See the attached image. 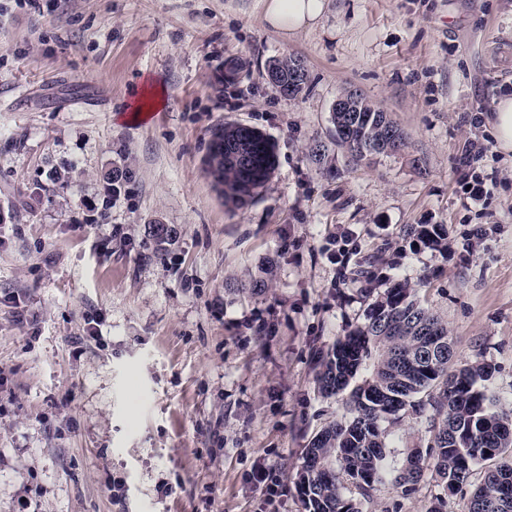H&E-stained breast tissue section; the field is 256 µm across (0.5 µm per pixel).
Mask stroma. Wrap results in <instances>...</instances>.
<instances>
[{
  "label": "stroma",
  "mask_w": 512,
  "mask_h": 512,
  "mask_svg": "<svg viewBox=\"0 0 512 512\" xmlns=\"http://www.w3.org/2000/svg\"><path fill=\"white\" fill-rule=\"evenodd\" d=\"M39 3L0 0V512L26 494L35 512H303L302 451L346 414L316 355L397 283L447 323L449 370L491 364L512 413V154L486 121L512 95V0H327L288 38L265 0ZM289 53L309 71L294 97L266 79ZM350 90L398 125L400 151L358 161L337 143ZM224 123L276 147L239 205L206 165ZM471 141L487 148L477 200ZM419 224L443 225L441 246L406 236ZM429 426L402 414L392 455L426 448ZM483 478L447 496L428 471L362 510L444 495L467 512ZM251 134L255 141H257V142L260 141L259 147L264 148L266 150L267 154H272V152H273L272 160H267V162H266L263 157H260L258 159V162L265 164V166L263 169L260 168L259 171H257V173H256L258 176H261V180L258 182H253L255 191L249 195L250 199H253L256 195H258L260 189L264 188L265 185L271 179L274 169H275L276 155H275V148L273 151V144L263 134H261L257 130H255V132H251Z\"/></svg>",
  "instance_id": "stroma-1"
}]
</instances>
